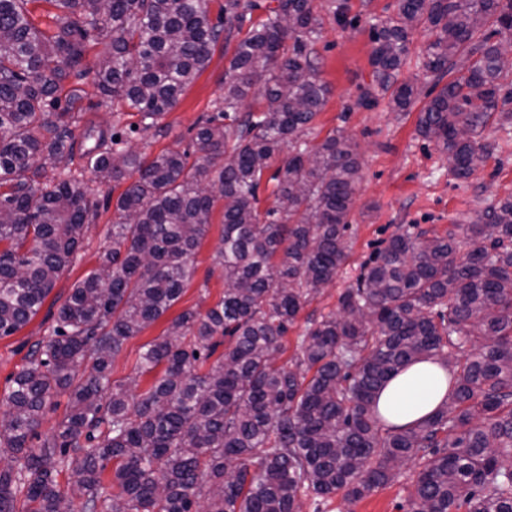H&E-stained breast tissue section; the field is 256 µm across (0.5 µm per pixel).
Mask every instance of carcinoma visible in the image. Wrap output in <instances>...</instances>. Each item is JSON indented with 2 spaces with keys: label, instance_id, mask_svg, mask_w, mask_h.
<instances>
[{
  "label": "carcinoma",
  "instance_id": "1",
  "mask_svg": "<svg viewBox=\"0 0 512 512\" xmlns=\"http://www.w3.org/2000/svg\"><path fill=\"white\" fill-rule=\"evenodd\" d=\"M49 2L52 34L32 22L27 0H0V338L38 313L99 208L72 169L64 83L92 77L104 102L139 116L136 129L164 137L163 117L213 46H235L221 106L197 125L193 164L186 150L148 159L116 131H83V168L128 185L114 206L112 247L12 376L0 454L23 463L0 468V512H74L77 500L81 512H301L307 492L357 501L410 464L408 512H512V201L491 203L483 223L446 236L399 228L337 310L307 319L294 366H280L288 329L348 258L361 181L343 134L316 146L307 139L328 93L314 62L315 0H224L214 19L209 0ZM259 9L265 17L255 21ZM420 26L429 36L423 69L441 89L418 131L466 181L490 152L483 131L512 112L492 41L512 35V0H398L396 14L372 27L363 104L388 93L395 110L410 108L414 84L398 76ZM107 37L89 65L88 47ZM460 65L466 73L441 84ZM256 82L262 109L240 111ZM285 145L272 176L277 207L262 219L257 192ZM219 201L222 298L172 319L142 347L130 382L112 384L126 341L180 299ZM422 357L455 367L448 402L414 427H385L380 389ZM159 365L150 386L132 393ZM58 393L68 396L66 412L36 447Z\"/></svg>",
  "mask_w": 512,
  "mask_h": 512
}]
</instances>
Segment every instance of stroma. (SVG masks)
<instances>
[{"mask_svg": "<svg viewBox=\"0 0 512 512\" xmlns=\"http://www.w3.org/2000/svg\"><path fill=\"white\" fill-rule=\"evenodd\" d=\"M340 1L346 5L341 21L333 13ZM396 4L397 0H315L323 19L321 37L315 45L318 76L329 93L309 139L318 144L330 133L342 131L357 147L362 179L348 217V259L334 282L305 306L283 338L279 357L283 364L295 356L307 318L335 310L340 294L354 281L361 265L400 226L414 224L428 233L444 235L454 225L478 222L490 202L512 199V122L494 121L487 126L483 139L494 149L466 181L454 179L448 172L447 156L434 142L419 135V114L432 87L423 70L428 41L424 29L413 30L400 70L401 79L414 82L417 88L411 110L392 111L384 96L375 105L361 104L362 91L372 81L371 26L393 15ZM224 67V47L219 44L208 67L164 116L168 133L163 137L136 131V113L113 116L111 105L102 103L92 81H83L77 86L75 130L83 132L89 125L116 128L134 150L148 158L167 150L187 149L191 128L201 116L213 111L224 95ZM112 216V208L99 209L85 232L79 260L60 276L38 314L15 334L0 338V410L5 407L3 399L10 379L24 364L31 344L49 336L57 301L65 299L73 285L97 265L104 249L111 247L108 228ZM222 230V211L217 208L196 250L192 281L166 316L126 342L112 363V382H127L142 346L163 336L172 318L186 310L206 311L222 297L224 273L215 256ZM413 480V473L405 472L397 481L353 503L344 502L338 494L322 499L309 493L303 498L302 512H400V505L406 504L413 491Z\"/></svg>", "mask_w": 512, "mask_h": 512, "instance_id": "stroma-1", "label": "stroma"}]
</instances>
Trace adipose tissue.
<instances>
[{
    "label": "adipose tissue",
    "instance_id": "ef3b65f1",
    "mask_svg": "<svg viewBox=\"0 0 512 512\" xmlns=\"http://www.w3.org/2000/svg\"><path fill=\"white\" fill-rule=\"evenodd\" d=\"M453 368L425 359L392 377L379 394L377 412L389 427L413 425L432 415L448 398Z\"/></svg>",
    "mask_w": 512,
    "mask_h": 512
}]
</instances>
